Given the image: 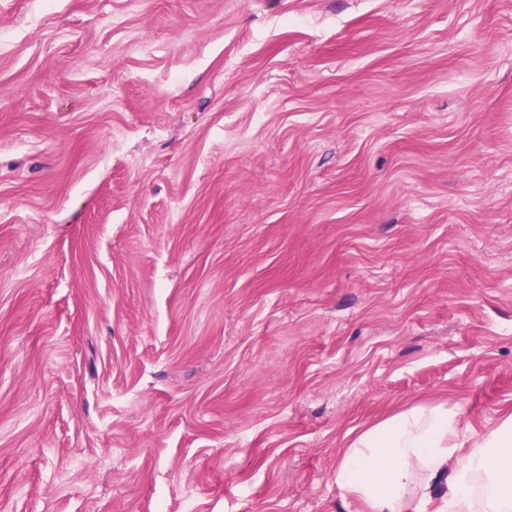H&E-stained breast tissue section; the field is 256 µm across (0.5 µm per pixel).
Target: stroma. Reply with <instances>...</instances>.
<instances>
[{
  "instance_id": "35a3bbf8",
  "label": "stroma",
  "mask_w": 512,
  "mask_h": 512,
  "mask_svg": "<svg viewBox=\"0 0 512 512\" xmlns=\"http://www.w3.org/2000/svg\"><path fill=\"white\" fill-rule=\"evenodd\" d=\"M416 403L512 413V0H0V512H356Z\"/></svg>"
}]
</instances>
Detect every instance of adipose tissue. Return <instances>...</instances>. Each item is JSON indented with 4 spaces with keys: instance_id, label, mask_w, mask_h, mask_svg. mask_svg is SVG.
<instances>
[{
    "instance_id": "obj_1",
    "label": "adipose tissue",
    "mask_w": 512,
    "mask_h": 512,
    "mask_svg": "<svg viewBox=\"0 0 512 512\" xmlns=\"http://www.w3.org/2000/svg\"><path fill=\"white\" fill-rule=\"evenodd\" d=\"M332 477L357 512H512V416L466 432L457 408L411 406L361 429Z\"/></svg>"
}]
</instances>
